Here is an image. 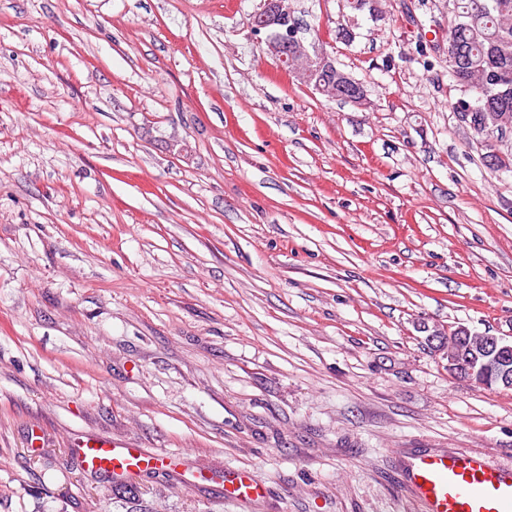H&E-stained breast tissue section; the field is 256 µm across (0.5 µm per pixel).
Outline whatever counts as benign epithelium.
I'll use <instances>...</instances> for the list:
<instances>
[{
  "instance_id": "7a95c632",
  "label": "benign epithelium",
  "mask_w": 512,
  "mask_h": 512,
  "mask_svg": "<svg viewBox=\"0 0 512 512\" xmlns=\"http://www.w3.org/2000/svg\"><path fill=\"white\" fill-rule=\"evenodd\" d=\"M291 7L288 0H264L262 8L252 16V29L266 34L268 51L275 56L282 70L293 74L314 90L324 94L326 89L316 81L319 72L336 73V82L350 92L348 100L360 103L364 90L346 74L336 70L334 62L323 48L306 43L298 36V30L289 24ZM484 349L489 360L507 362L512 358V340L499 336L487 337ZM448 371L476 387L485 383L480 378V367L462 359L448 360Z\"/></svg>"
}]
</instances>
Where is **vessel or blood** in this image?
<instances>
[{
	"instance_id": "1",
	"label": "vessel or blood",
	"mask_w": 512,
	"mask_h": 512,
	"mask_svg": "<svg viewBox=\"0 0 512 512\" xmlns=\"http://www.w3.org/2000/svg\"><path fill=\"white\" fill-rule=\"evenodd\" d=\"M78 455L87 470L107 471L117 480L167 464L156 451L119 447L99 439L87 441ZM405 477L419 512H512V467L493 465L475 452L442 451L412 457ZM264 494L262 482L247 472L224 482L228 499L257 503Z\"/></svg>"
}]
</instances>
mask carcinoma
<instances>
[{
	"mask_svg": "<svg viewBox=\"0 0 512 512\" xmlns=\"http://www.w3.org/2000/svg\"><path fill=\"white\" fill-rule=\"evenodd\" d=\"M448 41L463 47L465 54L458 68L451 71L459 87H468L479 119L472 133L486 150L490 166L512 171V148L504 138L489 134L497 129H512V90L503 95L500 79L512 84V0H448ZM484 337L474 335L455 348L461 359L482 353Z\"/></svg>",
	"mask_w": 512,
	"mask_h": 512,
	"instance_id": "cac0c4a2",
	"label": "carcinoma"
}]
</instances>
